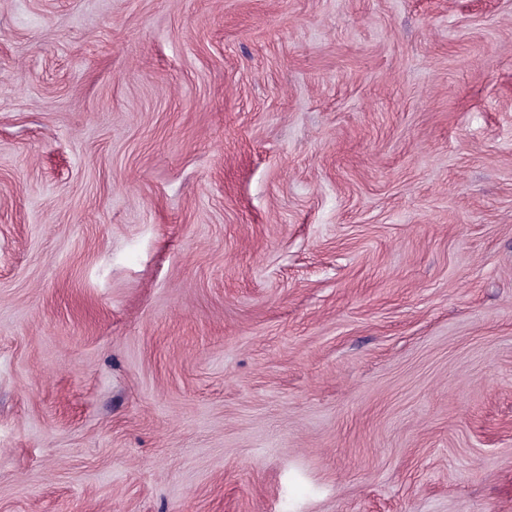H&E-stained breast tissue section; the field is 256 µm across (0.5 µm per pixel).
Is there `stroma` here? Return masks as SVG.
I'll return each mask as SVG.
<instances>
[{"label": "stroma", "instance_id": "35a3bbf8", "mask_svg": "<svg viewBox=\"0 0 512 512\" xmlns=\"http://www.w3.org/2000/svg\"><path fill=\"white\" fill-rule=\"evenodd\" d=\"M0 512H512V0H0Z\"/></svg>", "mask_w": 512, "mask_h": 512}]
</instances>
